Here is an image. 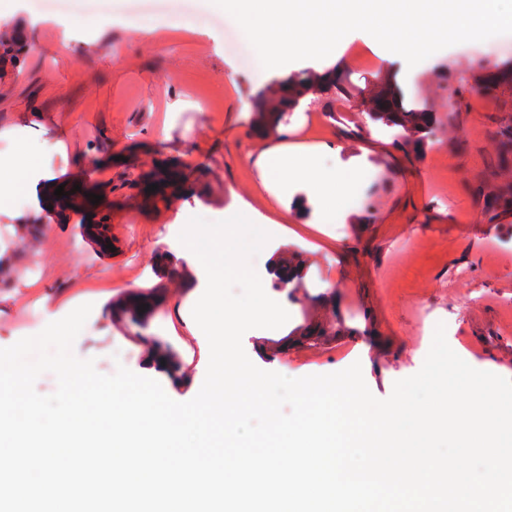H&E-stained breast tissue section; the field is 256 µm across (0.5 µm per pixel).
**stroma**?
<instances>
[{
	"label": "stroma",
	"mask_w": 512,
	"mask_h": 512,
	"mask_svg": "<svg viewBox=\"0 0 512 512\" xmlns=\"http://www.w3.org/2000/svg\"><path fill=\"white\" fill-rule=\"evenodd\" d=\"M38 5L0 8V34L24 42L16 64L0 69V157L25 142L41 173L0 210V257L10 273L0 287V348L89 303L77 357L94 359L104 375L124 365L159 381L173 400L192 399L209 346L190 330L186 294L206 282L172 240L190 217L220 221L245 200L273 219L252 261L259 276L283 253L306 263L307 295L293 304V318L242 338L256 366L297 378L358 362L384 399L420 370L442 323L467 364L491 362L512 379V211L495 224L485 219L495 185L512 180V170L496 166V131L512 120V91L480 94L456 81L477 66L482 43L450 46L410 68L380 44L342 41L335 87L311 91L262 131L251 121L260 94L303 70H324L325 61L243 64L234 49L241 31L207 0H76L66 24L48 16L36 26L29 14ZM379 81L432 112L423 142H403L369 119L361 96ZM284 139L334 144L321 167L358 171L336 223H322L305 185L288 197L264 186L251 155ZM165 158L182 164L187 192L146 204L130 183ZM66 181L106 193L113 252L83 234L85 213L45 206ZM36 216L43 236L21 245L16 226ZM168 255L180 276L164 273ZM137 292L158 298L139 326L112 314L113 301ZM150 348L176 353L179 380L146 367Z\"/></svg>",
	"instance_id": "35a3bbf8"
}]
</instances>
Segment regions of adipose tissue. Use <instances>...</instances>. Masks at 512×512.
Returning a JSON list of instances; mask_svg holds the SVG:
<instances>
[{
    "mask_svg": "<svg viewBox=\"0 0 512 512\" xmlns=\"http://www.w3.org/2000/svg\"><path fill=\"white\" fill-rule=\"evenodd\" d=\"M332 151V146L324 143L310 147L266 145L259 149L255 162L263 180L274 183L280 194H289L295 184H307L321 203L323 221L331 223L340 207L336 189L324 179L318 160ZM37 179L35 158L25 145H17L12 161H0V208L7 207L16 194L26 191Z\"/></svg>",
    "mask_w": 512,
    "mask_h": 512,
    "instance_id": "adipose-tissue-1",
    "label": "adipose tissue"
}]
</instances>
